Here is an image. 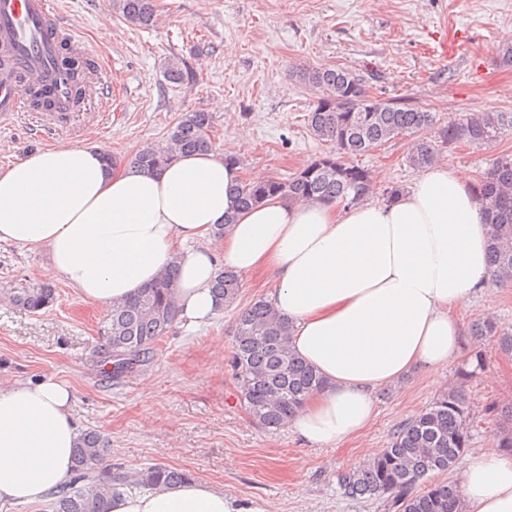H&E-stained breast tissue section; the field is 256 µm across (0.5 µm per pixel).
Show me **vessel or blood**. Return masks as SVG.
<instances>
[{"label": "vessel or blood", "instance_id": "1", "mask_svg": "<svg viewBox=\"0 0 512 512\" xmlns=\"http://www.w3.org/2000/svg\"><path fill=\"white\" fill-rule=\"evenodd\" d=\"M71 27L56 13L53 0H0V123L28 111V87L47 90L67 103L69 81L59 67L73 43Z\"/></svg>", "mask_w": 512, "mask_h": 512}]
</instances>
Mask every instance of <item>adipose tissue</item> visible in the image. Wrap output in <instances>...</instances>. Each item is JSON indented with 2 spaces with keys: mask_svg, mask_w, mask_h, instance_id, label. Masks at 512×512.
Segmentation results:
<instances>
[{
  "mask_svg": "<svg viewBox=\"0 0 512 512\" xmlns=\"http://www.w3.org/2000/svg\"><path fill=\"white\" fill-rule=\"evenodd\" d=\"M109 155L86 142L0 166V242L47 247L50 277L104 306L175 267L178 317L196 326L222 309L218 268L270 276L268 302L293 325L291 349L324 380L287 421L308 444L357 438L378 389L459 358L464 329L451 311L473 307L486 285L489 227L455 159L391 204L270 198L243 211L240 171L222 149L150 172ZM74 407L70 386L53 377L0 388V507L41 501L72 480ZM459 484L464 512H512V454H476ZM108 512L263 510L192 481L121 490Z\"/></svg>",
  "mask_w": 512,
  "mask_h": 512,
  "instance_id": "obj_1",
  "label": "adipose tissue"
}]
</instances>
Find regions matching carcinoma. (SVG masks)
I'll return each instance as SVG.
<instances>
[{
    "label": "carcinoma",
    "instance_id": "1",
    "mask_svg": "<svg viewBox=\"0 0 512 512\" xmlns=\"http://www.w3.org/2000/svg\"><path fill=\"white\" fill-rule=\"evenodd\" d=\"M114 13L127 23L149 28L156 23L154 0H110ZM72 73L73 102L80 104L89 89L87 63L72 53L66 60ZM302 80L319 92L307 113L309 132L330 146L292 176L264 183L243 180L237 188L239 205L248 209L273 196L293 201L329 200L354 204L375 194L369 169L347 162L400 136L412 138L407 162L417 171L429 168L442 149L460 141L482 146L512 131L511 112H477L458 121H440L436 114L367 95L364 79L344 68L306 69ZM215 147L214 119L197 109L181 114L165 145L145 146L133 158L139 167L159 169L179 154L208 152ZM490 227V275L512 282V153L498 156L477 185ZM175 266L152 284L112 305L100 332V361L121 376L152 359L159 343L177 322L174 300ZM241 284L238 275L221 270L213 280L217 301L234 304ZM9 301L32 314L52 306L55 289L27 283L7 290ZM480 336L496 338L498 349L512 354V328L493 320L475 324ZM292 325L264 300L240 309L234 326L231 363L238 376L240 403L249 418L276 430L324 385L321 376L290 348ZM469 370L457 383L394 433L377 456L340 477L352 496L378 497L395 512H461L458 486L435 477L452 471L471 440V408L464 393ZM108 440L96 431L80 436L75 448L73 482L52 494V512H107L112 495L135 483L166 486L188 479L183 471L152 466L131 471L117 464L107 471L98 464Z\"/></svg>",
    "mask_w": 512,
    "mask_h": 512
}]
</instances>
